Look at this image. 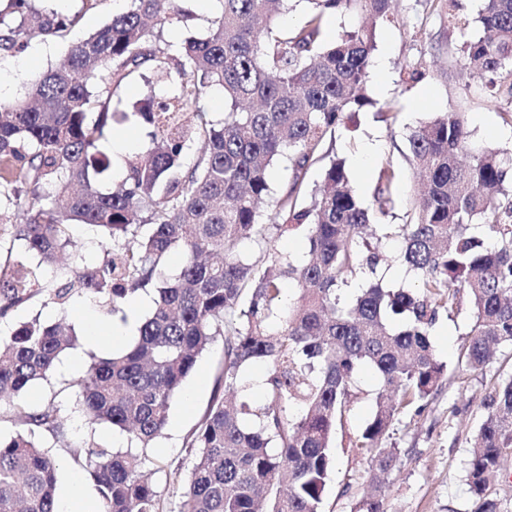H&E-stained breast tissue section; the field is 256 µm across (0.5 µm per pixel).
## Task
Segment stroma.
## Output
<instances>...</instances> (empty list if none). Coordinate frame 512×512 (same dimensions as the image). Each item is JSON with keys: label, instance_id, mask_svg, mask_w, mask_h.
I'll list each match as a JSON object with an SVG mask.
<instances>
[{"label": "stroma", "instance_id": "obj_1", "mask_svg": "<svg viewBox=\"0 0 512 512\" xmlns=\"http://www.w3.org/2000/svg\"><path fill=\"white\" fill-rule=\"evenodd\" d=\"M48 5L77 16L76 25L65 37L51 42L35 40L24 52L1 56L0 99L12 101L23 97V76L59 63L72 44L125 8L123 0H97L89 10L84 9L82 0H48ZM396 10V22L376 30L374 55L386 57L388 83L382 86L377 78H370L369 92L379 105L391 107L397 119L389 125L374 111L359 113L337 132L332 151L345 160L355 193L366 205L372 201L381 162L389 158L401 168L400 202L392 218L393 223L400 224L404 221V203L417 189L414 171L406 160L409 133L433 113L452 110L465 113L472 143L510 147L512 106L491 97L460 73L456 47L464 38L476 37V30L463 33L449 29L448 17L437 0H398ZM419 62L426 67L425 77L414 84L403 83L404 68ZM375 140L380 142V150L364 157L365 145ZM24 314L48 323L64 318L78 330L87 322L98 324L104 331L111 327L98 303L84 295L73 297L63 308L40 295ZM469 322L470 308L466 305L456 309L451 317L441 318L432 342L439 359L447 365V378L421 415L402 414L390 430L389 441L400 448L401 460L389 478L386 512H472L474 499L467 485L471 442L484 414L482 400L486 392L494 383L512 377V346L499 347L491 369L468 370L461 362L460 347ZM88 355V349L83 347L63 355L58 374L23 395L21 408H37L60 394L66 381L78 377L77 366L87 363ZM222 362L223 343L218 340L201 356L186 380L185 387L192 395L190 403L179 399L173 402L168 424L151 448V457L172 464L184 474L191 470L195 455L185 448L184 439L208 405ZM378 387L374 372L363 368L347 423L336 435V468L327 485L325 512H350L369 490V465L363 455L350 448L349 439L367 423ZM90 432L109 447L120 448L125 444L118 431L104 425L89 428L76 415L69 423L67 438L48 439L47 445L58 464L59 493H66L71 475L76 474L83 495L94 501L98 493L84 467L74 459L76 444Z\"/></svg>", "mask_w": 512, "mask_h": 512}]
</instances>
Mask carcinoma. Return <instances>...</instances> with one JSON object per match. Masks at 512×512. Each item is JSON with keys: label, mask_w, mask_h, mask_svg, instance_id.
<instances>
[{"label": "carcinoma", "mask_w": 512, "mask_h": 512, "mask_svg": "<svg viewBox=\"0 0 512 512\" xmlns=\"http://www.w3.org/2000/svg\"><path fill=\"white\" fill-rule=\"evenodd\" d=\"M126 2L63 63L26 78L23 98L0 102V209L16 215L0 221V319L39 294L62 308L89 295L116 315L132 295L150 291L153 307L131 344L89 355L85 371L66 383L70 399L24 412L25 429L0 436V512H57V464L37 437L64 435L73 410L126 437L122 449L91 439L76 451L99 493L98 512H165L158 484L144 478L147 465L165 483L182 484L177 512H324L336 433L366 365L381 390L349 445L378 484L352 512H385L401 455L386 443L389 429L405 412L421 414L447 374L431 341L440 317L468 302L461 360L472 370L512 344V151L471 147L462 112L434 115L408 136L424 193L404 223L388 224L400 169L389 158L381 163L365 207L344 160L329 158L325 146L375 105V31L395 21L392 0H305V19L283 33L274 23L290 0H217L206 36L163 48L164 28L190 30L187 0ZM442 2L448 28L481 29L457 48L460 70L512 102V0H479L475 14L461 0ZM343 13L362 24L326 41L328 17ZM75 20L36 0H7L0 51L61 38ZM144 67L158 89L133 115L149 129L150 145L123 158L126 176L105 191L112 137L129 120L121 94ZM212 88L224 96L222 121L201 106ZM326 158L321 183L308 190L309 169ZM277 163L287 185L265 218ZM75 224L108 238L99 263L85 265L74 251ZM295 233L308 244L299 259L240 250ZM387 238L401 242L417 287L386 286L376 243ZM174 253L180 270L167 279L161 267ZM286 280L299 292L290 306ZM218 336L224 363L187 438L195 462L183 476L148 450ZM77 341L73 326L37 316L1 335L0 410L52 379ZM256 362L267 366L264 402L227 405L225 393ZM292 407L300 409L295 417ZM483 407L468 469L474 512H507L491 488L512 456V377L492 386Z\"/></svg>", "instance_id": "1"}]
</instances>
